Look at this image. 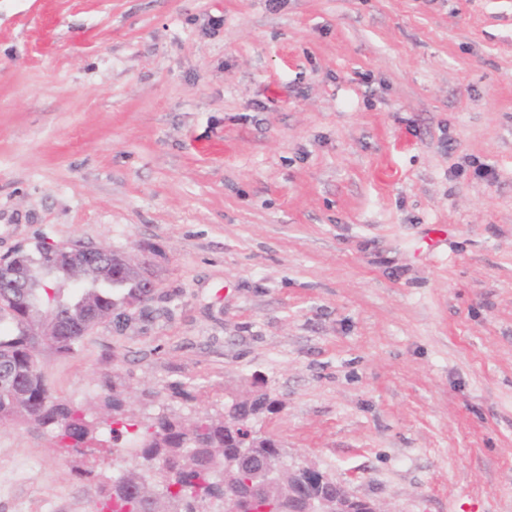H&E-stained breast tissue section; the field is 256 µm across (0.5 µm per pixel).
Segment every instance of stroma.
<instances>
[{"instance_id":"stroma-1","label":"stroma","mask_w":512,"mask_h":512,"mask_svg":"<svg viewBox=\"0 0 512 512\" xmlns=\"http://www.w3.org/2000/svg\"><path fill=\"white\" fill-rule=\"evenodd\" d=\"M39 241L154 284L41 350L91 420L266 393L385 512H512V0H0V257ZM122 470L0 422V512Z\"/></svg>"}]
</instances>
